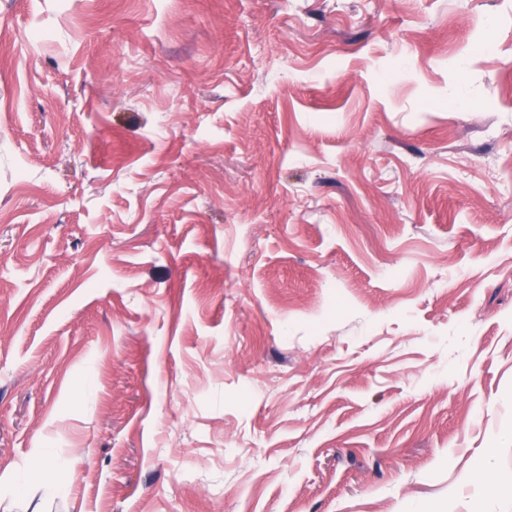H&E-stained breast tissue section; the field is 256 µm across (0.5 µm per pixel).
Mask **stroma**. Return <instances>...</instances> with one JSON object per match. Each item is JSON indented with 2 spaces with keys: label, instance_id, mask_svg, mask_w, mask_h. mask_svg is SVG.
<instances>
[{
  "label": "stroma",
  "instance_id": "stroma-1",
  "mask_svg": "<svg viewBox=\"0 0 512 512\" xmlns=\"http://www.w3.org/2000/svg\"><path fill=\"white\" fill-rule=\"evenodd\" d=\"M1 27L0 512H512V0Z\"/></svg>",
  "mask_w": 512,
  "mask_h": 512
}]
</instances>
